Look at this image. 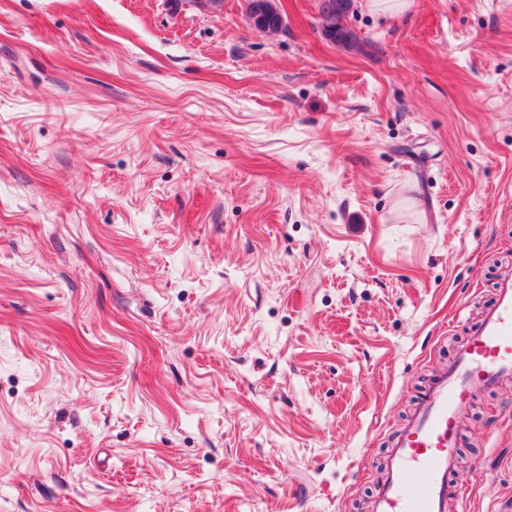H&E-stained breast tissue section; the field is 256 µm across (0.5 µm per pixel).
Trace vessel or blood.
Returning a JSON list of instances; mask_svg holds the SVG:
<instances>
[{
  "label": "vessel or blood",
  "mask_w": 512,
  "mask_h": 512,
  "mask_svg": "<svg viewBox=\"0 0 512 512\" xmlns=\"http://www.w3.org/2000/svg\"><path fill=\"white\" fill-rule=\"evenodd\" d=\"M512 378V277L471 328L448 369L419 399L393 442L370 512H448L456 497L448 481L458 468L463 404L474 387Z\"/></svg>",
  "instance_id": "obj_1"
}]
</instances>
